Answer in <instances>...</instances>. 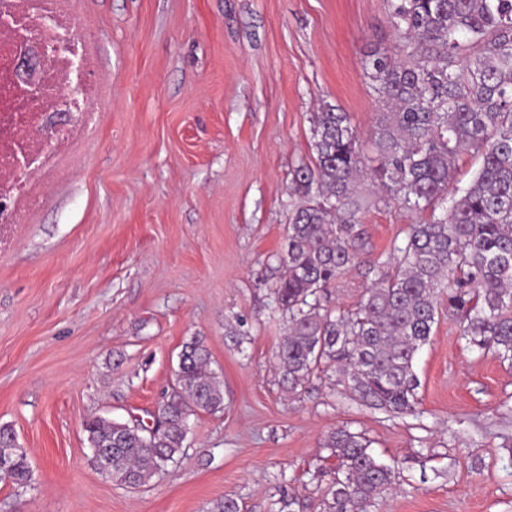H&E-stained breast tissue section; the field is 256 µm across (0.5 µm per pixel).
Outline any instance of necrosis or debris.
Returning <instances> with one entry per match:
<instances>
[{"label": "necrosis or debris", "instance_id": "1", "mask_svg": "<svg viewBox=\"0 0 512 512\" xmlns=\"http://www.w3.org/2000/svg\"><path fill=\"white\" fill-rule=\"evenodd\" d=\"M81 23L67 0H0V226L22 224L50 161L94 120L98 87L88 74ZM39 50L36 85L19 87L20 61Z\"/></svg>", "mask_w": 512, "mask_h": 512}]
</instances>
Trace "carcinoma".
<instances>
[{
    "label": "carcinoma",
    "mask_w": 512,
    "mask_h": 512,
    "mask_svg": "<svg viewBox=\"0 0 512 512\" xmlns=\"http://www.w3.org/2000/svg\"><path fill=\"white\" fill-rule=\"evenodd\" d=\"M395 55L374 52L364 67L382 106L373 133L379 164L367 170L349 113L325 104L315 113L314 165L294 171L303 201L287 225L284 274L274 287L287 333L278 346L282 382L292 391L334 365L358 398L397 415L417 404L414 360L432 335L442 298L468 344L512 360V0H390ZM467 152L481 166L467 189L454 188ZM371 174L387 198L430 219L407 225L390 267L352 310L329 288L364 249L356 184ZM194 336L179 355L177 387L155 429L103 417L84 422L89 445L108 448L106 478L141 487L177 462L193 412L224 408ZM323 448L336 459L323 512H369L397 472L370 441L347 428ZM26 450L0 432V481L30 485Z\"/></svg>",
    "instance_id": "carcinoma-1"
}]
</instances>
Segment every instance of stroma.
<instances>
[{
  "instance_id": "1",
  "label": "stroma",
  "mask_w": 512,
  "mask_h": 512,
  "mask_svg": "<svg viewBox=\"0 0 512 512\" xmlns=\"http://www.w3.org/2000/svg\"><path fill=\"white\" fill-rule=\"evenodd\" d=\"M96 66V124L61 157L28 223L0 229V425L31 486L0 512H322L336 464L322 443L364 433L397 466L371 512H512V363L469 347L441 314L414 369L417 412L359 402L336 370L295 393L275 351L272 289L285 226L331 104L369 142L381 111L363 61L396 52L388 0H73ZM369 199L360 266L331 290L354 308L414 215ZM204 340L223 410L191 416L187 447L149 485L88 462L86 419L151 422L182 345ZM292 507H283V499Z\"/></svg>"
}]
</instances>
